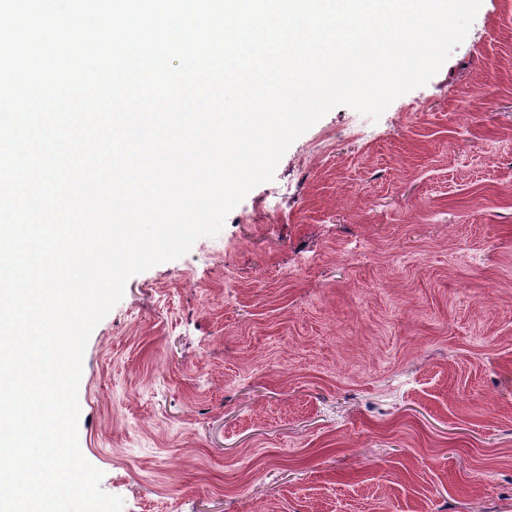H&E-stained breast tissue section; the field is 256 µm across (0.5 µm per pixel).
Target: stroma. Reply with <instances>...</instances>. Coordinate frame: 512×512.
<instances>
[{"instance_id": "obj_1", "label": "stroma", "mask_w": 512, "mask_h": 512, "mask_svg": "<svg viewBox=\"0 0 512 512\" xmlns=\"http://www.w3.org/2000/svg\"><path fill=\"white\" fill-rule=\"evenodd\" d=\"M78 402L123 512H512V0L131 277Z\"/></svg>"}]
</instances>
